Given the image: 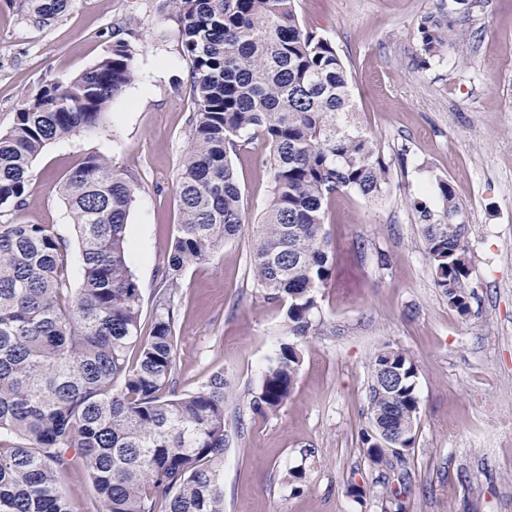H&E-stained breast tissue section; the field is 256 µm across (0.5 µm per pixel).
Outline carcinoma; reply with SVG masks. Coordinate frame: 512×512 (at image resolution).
Wrapping results in <instances>:
<instances>
[{
  "label": "carcinoma",
  "instance_id": "obj_1",
  "mask_svg": "<svg viewBox=\"0 0 512 512\" xmlns=\"http://www.w3.org/2000/svg\"><path fill=\"white\" fill-rule=\"evenodd\" d=\"M34 23L62 14L68 0H23ZM190 63L194 116L176 179L180 224L149 336H139L140 290L128 264L129 178L91 154L59 194L77 235L83 281L70 287L69 244L44 224H0V512H76L63 477L88 472L105 512H224V374L191 394L165 391L176 341L174 293L185 269L244 228L245 202L231 152L245 132L268 145L271 194L252 225L257 287L287 305L288 333L315 331L317 290L333 269L323 230L325 204L341 190L379 197L389 162L354 123L351 91L336 47L299 21L295 0H171ZM427 59L454 34L444 8L419 25ZM138 34L113 26L107 54L69 83L47 82L24 99L0 134V208L23 206L32 163L44 146L100 125L135 77ZM443 217L415 202L435 283L460 315L469 313L468 227L448 183ZM138 349L135 362L129 350ZM301 365L295 342L280 344L250 405L275 411L289 398ZM400 371L394 387L384 368ZM416 365L385 347L371 362L367 454L383 430L411 447L418 413Z\"/></svg>",
  "mask_w": 512,
  "mask_h": 512
}]
</instances>
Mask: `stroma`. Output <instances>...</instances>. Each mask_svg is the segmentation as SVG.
Returning a JSON list of instances; mask_svg holds the SVG:
<instances>
[{
  "instance_id": "stroma-1",
  "label": "stroma",
  "mask_w": 512,
  "mask_h": 512,
  "mask_svg": "<svg viewBox=\"0 0 512 512\" xmlns=\"http://www.w3.org/2000/svg\"><path fill=\"white\" fill-rule=\"evenodd\" d=\"M439 2L296 0L304 27L340 53L354 120L390 160V182L375 202L351 191L328 200L333 272L318 292L316 329L299 343L296 384L276 411L249 406L289 339L284 304L252 279L250 233L185 270L174 296L173 388L188 394L224 374V512H388L394 500L406 512H512V0H473L451 44L425 64L418 25ZM125 20L140 39L133 82L102 127L45 146L24 206L0 221L46 224L74 241L58 188L88 154L111 159L136 188L128 260L146 336L166 290L193 116L168 0H69L45 25L19 0H0V133L45 81L66 83L96 64ZM266 154L264 138L247 133L231 156L251 224L269 198ZM443 181L469 231L465 316L435 284L411 205L441 211ZM387 345L414 360L420 407L404 463L390 466L371 462L361 443L371 361Z\"/></svg>"
}]
</instances>
